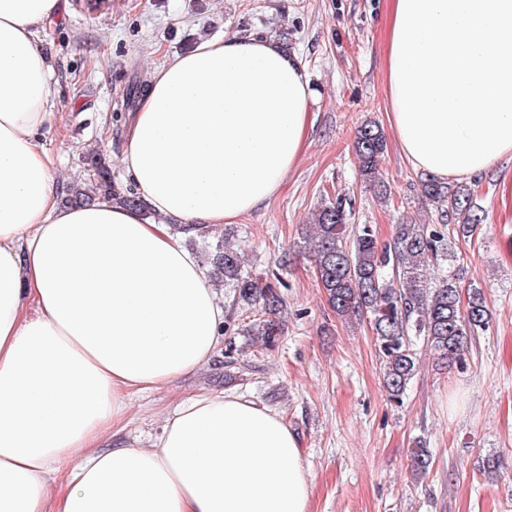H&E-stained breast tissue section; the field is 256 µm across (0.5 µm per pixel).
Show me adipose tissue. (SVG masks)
<instances>
[{
	"mask_svg": "<svg viewBox=\"0 0 512 512\" xmlns=\"http://www.w3.org/2000/svg\"><path fill=\"white\" fill-rule=\"evenodd\" d=\"M65 0H0V512H307L299 440L275 410L200 395L148 447L116 426L133 393L203 367L224 305L174 224H235L295 167L315 101L269 37L166 57L128 127L148 205H64L54 75L39 40ZM390 121L438 178L512 155V0H393Z\"/></svg>",
	"mask_w": 512,
	"mask_h": 512,
	"instance_id": "ef3b65f1",
	"label": "adipose tissue"
}]
</instances>
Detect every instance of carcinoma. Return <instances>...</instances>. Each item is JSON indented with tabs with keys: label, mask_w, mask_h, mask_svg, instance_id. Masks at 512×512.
I'll use <instances>...</instances> for the list:
<instances>
[{
	"label": "carcinoma",
	"mask_w": 512,
	"mask_h": 512,
	"mask_svg": "<svg viewBox=\"0 0 512 512\" xmlns=\"http://www.w3.org/2000/svg\"><path fill=\"white\" fill-rule=\"evenodd\" d=\"M387 149L384 133L375 123L358 131L354 151L362 179L385 187L379 161ZM93 172L92 189L70 187L65 202L91 204L110 196L132 209L148 212L145 202L133 192L122 193L112 184V166L107 156L94 151L84 157ZM421 196L433 207L431 224H396L392 241L382 248L370 225L352 226L347 199L337 196L324 203L307 230L318 280L330 307L339 316L369 319L383 364V385L391 400L400 401L417 372L415 343L423 341L447 366H466L469 338L486 328L490 311L482 289L468 286L467 307L460 305L463 268L457 263L452 240L469 239L483 222L474 202L475 189L452 186L430 176L422 181ZM212 227L197 225L183 232L194 235L209 264L213 282L232 289L237 302L257 310L245 331L271 348L284 330V296L275 281L253 276L244 268L241 250L229 234L211 241ZM415 476L431 466L430 450L417 442L410 451Z\"/></svg>",
	"instance_id": "1"
}]
</instances>
